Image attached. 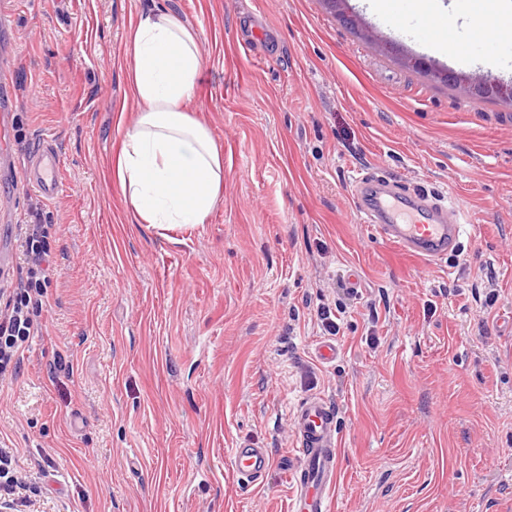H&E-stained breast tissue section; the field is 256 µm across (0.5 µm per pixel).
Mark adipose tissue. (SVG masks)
<instances>
[{"instance_id":"ef3b65f1","label":"adipose tissue","mask_w":512,"mask_h":512,"mask_svg":"<svg viewBox=\"0 0 512 512\" xmlns=\"http://www.w3.org/2000/svg\"><path fill=\"white\" fill-rule=\"evenodd\" d=\"M455 29L512 27V0H426ZM125 55L137 119L121 138L116 182L134 223L157 228L205 223L224 184L210 129L185 108L202 69L199 31L176 14L147 9L128 28Z\"/></svg>"}]
</instances>
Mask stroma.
Wrapping results in <instances>:
<instances>
[{"label": "stroma", "instance_id": "1", "mask_svg": "<svg viewBox=\"0 0 512 512\" xmlns=\"http://www.w3.org/2000/svg\"><path fill=\"white\" fill-rule=\"evenodd\" d=\"M151 1L201 34L187 108L224 153L206 223L167 232L130 223L112 175ZM362 2L353 30L323 0H0V286L33 212L55 267L0 377L18 512H289L293 416L317 395L338 411L332 512H512V105L395 61L381 43L418 48ZM45 139L51 200L15 178ZM360 171L444 196L459 248L429 263L382 241L352 207ZM244 441L270 451L263 482L233 472Z\"/></svg>", "mask_w": 512, "mask_h": 512}]
</instances>
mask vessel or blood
I'll use <instances>...</instances> for the list:
<instances>
[{"label":"vessel or blood","instance_id":"vessel-or-blood-1","mask_svg":"<svg viewBox=\"0 0 512 512\" xmlns=\"http://www.w3.org/2000/svg\"><path fill=\"white\" fill-rule=\"evenodd\" d=\"M415 35L417 43L434 44L452 40L453 31L439 15L426 12L415 20ZM20 177L46 198L59 194L58 158L49 141H42ZM352 203L363 223L372 225L382 240L431 263L455 250L464 233L460 221L449 219L445 202L370 173L354 178ZM337 424L338 413L324 398H308L297 408L294 428L299 464L291 474L296 495L290 512H331L329 490L336 481ZM233 468L239 479L262 480L270 468V453L250 443L239 444L233 450Z\"/></svg>","mask_w":512,"mask_h":512}]
</instances>
